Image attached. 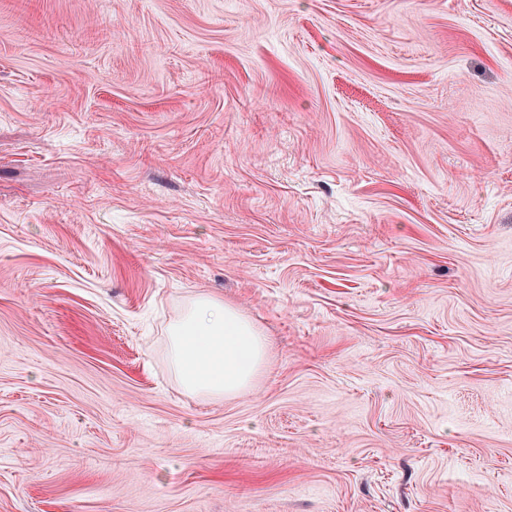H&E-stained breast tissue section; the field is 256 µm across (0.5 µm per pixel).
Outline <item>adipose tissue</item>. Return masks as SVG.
Segmentation results:
<instances>
[{"mask_svg": "<svg viewBox=\"0 0 512 512\" xmlns=\"http://www.w3.org/2000/svg\"><path fill=\"white\" fill-rule=\"evenodd\" d=\"M171 361L194 396L230 399L253 388L267 359L259 327L236 306L199 295L169 327Z\"/></svg>", "mask_w": 512, "mask_h": 512, "instance_id": "adipose-tissue-1", "label": "adipose tissue"}]
</instances>
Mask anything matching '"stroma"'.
Instances as JSON below:
<instances>
[{"instance_id":"1","label":"stroma","mask_w":512,"mask_h":512,"mask_svg":"<svg viewBox=\"0 0 512 512\" xmlns=\"http://www.w3.org/2000/svg\"><path fill=\"white\" fill-rule=\"evenodd\" d=\"M0 512H512V0H0ZM171 361L194 396L230 399L253 388L267 359L259 327L236 306L198 295L169 327Z\"/></svg>"}]
</instances>
